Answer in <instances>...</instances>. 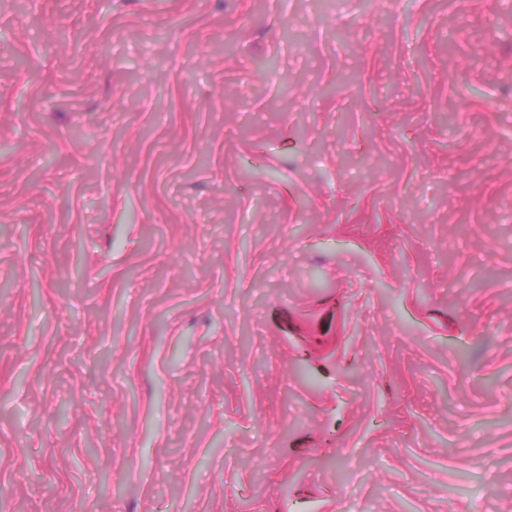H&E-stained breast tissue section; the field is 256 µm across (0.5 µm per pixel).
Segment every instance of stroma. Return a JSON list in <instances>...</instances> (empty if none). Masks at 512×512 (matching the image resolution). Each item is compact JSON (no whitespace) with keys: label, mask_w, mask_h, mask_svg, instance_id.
I'll use <instances>...</instances> for the list:
<instances>
[{"label":"stroma","mask_w":512,"mask_h":512,"mask_svg":"<svg viewBox=\"0 0 512 512\" xmlns=\"http://www.w3.org/2000/svg\"><path fill=\"white\" fill-rule=\"evenodd\" d=\"M512 512V0H0V512Z\"/></svg>","instance_id":"obj_1"}]
</instances>
